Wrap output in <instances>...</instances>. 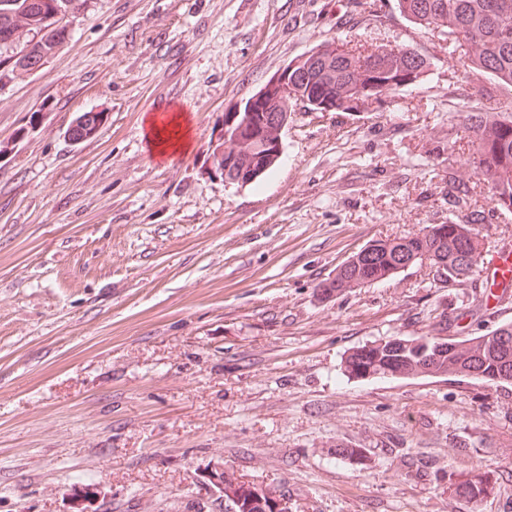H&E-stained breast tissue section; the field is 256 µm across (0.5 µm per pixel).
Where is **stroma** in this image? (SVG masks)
<instances>
[{"instance_id":"obj_1","label":"stroma","mask_w":512,"mask_h":512,"mask_svg":"<svg viewBox=\"0 0 512 512\" xmlns=\"http://www.w3.org/2000/svg\"><path fill=\"white\" fill-rule=\"evenodd\" d=\"M67 22L40 68L0 78V512H224L221 469L286 512H512V385L343 368L442 312L455 340L512 323V281L412 265L317 289L371 241L477 212L485 251L512 247L465 125L512 90L397 0H83ZM325 43L434 66L365 110L291 103L260 182L215 176L226 108ZM169 105L192 145L163 160L143 135ZM92 109L105 124L71 141ZM474 471L476 506L448 481Z\"/></svg>"}]
</instances>
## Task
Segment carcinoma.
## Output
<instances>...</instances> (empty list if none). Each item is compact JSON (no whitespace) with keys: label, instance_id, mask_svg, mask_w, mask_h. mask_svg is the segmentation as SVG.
<instances>
[{"label":"carcinoma","instance_id":"cac0c4a2","mask_svg":"<svg viewBox=\"0 0 512 512\" xmlns=\"http://www.w3.org/2000/svg\"><path fill=\"white\" fill-rule=\"evenodd\" d=\"M74 0H0L1 59L17 76L31 69L13 59L20 51L34 62L56 49L54 39L67 35L63 17ZM398 7L417 28L436 32L456 48H467V66L500 86L512 87V0H398ZM433 66L432 58L404 48L395 55L388 48L353 51L329 44L317 46L296 64L288 78H270L241 105L233 123H224V139L212 158L224 163V181L238 183V174L256 183L277 162V146L288 125V101L293 99L318 112L350 111L369 105L385 92L416 85ZM77 116L75 140L95 136L107 119L96 113L84 124ZM474 134L476 173L488 181L495 208L512 211V101L496 116L473 112L466 116ZM480 216L469 224H429L405 238L375 240L351 255L336 274L317 285L331 296L347 288H364L413 264L429 265L450 284L474 276L472 257L479 254ZM424 337L393 338L352 351L345 372L355 378L371 375L441 374L455 371L487 384H512V323L497 326L468 341L435 337L421 350ZM224 500V512H273L272 492L239 480L227 470L212 474ZM489 478L476 474L457 490L475 503L486 493Z\"/></svg>","mask_w":512,"mask_h":512}]
</instances>
